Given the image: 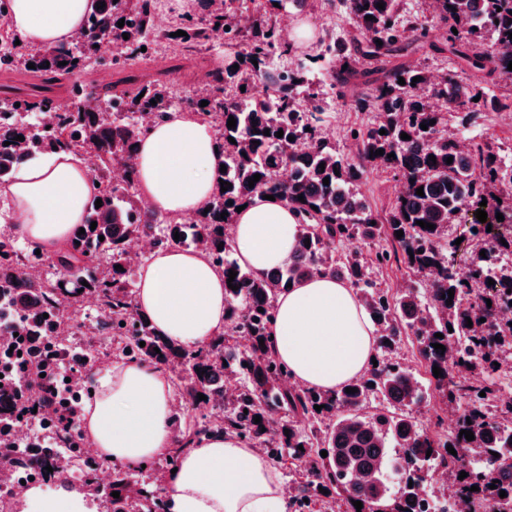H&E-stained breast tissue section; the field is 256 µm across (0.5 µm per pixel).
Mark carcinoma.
I'll use <instances>...</instances> for the list:
<instances>
[{"label": "carcinoma", "mask_w": 512, "mask_h": 512, "mask_svg": "<svg viewBox=\"0 0 512 512\" xmlns=\"http://www.w3.org/2000/svg\"><path fill=\"white\" fill-rule=\"evenodd\" d=\"M98 2L105 6L87 18L82 32L85 39L51 54L25 58L15 39L0 40L4 49L0 69H26L31 63L35 66L31 73L38 78L24 89L9 85L0 89V183L35 153L55 148L90 150L98 158V198L102 200L99 208L90 204L83 224L74 227L68 248L52 259L36 254L34 248L23 251L10 238L0 240V287L18 320L15 329L6 333L17 329L26 336L25 356L49 354L62 362L66 348L52 349L44 341L54 332L57 315L67 304L94 293L99 312L111 319L112 335L121 340V358L163 367L174 381L180 405L202 408L206 401L198 399V394L209 398L222 393L224 374L236 377L239 388L224 402L223 425L212 428L210 415L203 414L199 429L178 433L180 447L169 455V464H175L180 450L203 435L214 430L233 433L271 460L286 455L303 465L310 479L293 481L290 500L294 512H308L310 502L318 499L326 500L331 510L346 505L350 512H414L420 485L441 465L458 474L468 473L455 481L452 494L466 497L470 512H512V406L495 414L488 411L499 390L498 367L494 365L497 352L512 343V326H504L499 319L501 307L512 302L507 293L512 290V275L497 261V255L512 253V164H506L489 143L460 138L444 129L447 112L455 113L458 125L467 129L488 112L512 108V94L495 92L504 80L512 78L508 70L512 0H433L431 17L423 19L404 13L401 0H343L360 38L341 49L336 48V41L324 40L320 52L309 59L295 58L293 47L280 40L272 19L242 27L236 0H204L205 17L186 14L181 18L177 29L186 35L164 34L175 64L153 75L132 69L129 61L156 52V0ZM379 3L385 7L378 8ZM367 15L373 19L366 20ZM120 21L124 22L121 28ZM434 24L444 27V40H430ZM218 29L224 30L227 41H243L245 47L227 63L206 71L209 94L202 101L208 105L203 107L198 101L196 107L204 117L222 109L217 134L226 171L218 173V178L232 187L223 192L221 184H216L208 212L199 219L165 221L142 207L135 170L126 171L123 182L117 183L113 163L137 152L150 130L135 114L148 116L154 125L170 117L177 102L168 76L180 68L179 61L207 46L211 32ZM103 46L112 57V94L87 96L76 85L71 109L56 124L46 128L25 120L29 114L55 111V84L85 69L86 61ZM412 48L450 54L463 79L439 81L418 67L390 65L391 59ZM62 61L66 65H60ZM235 64L239 65L236 70ZM359 65L364 75L376 79L368 92L356 98V108L373 113V117L369 123L349 129L356 153L347 158L322 139L324 112L310 86L324 69L332 83L343 88L358 73ZM401 77L403 85L398 84ZM415 77L419 81L414 83ZM259 78L272 80L262 96L255 92ZM153 100L157 104H151ZM231 116L236 119L234 128L227 127ZM431 120L435 124H429ZM423 124L428 129H421ZM382 129L386 134H379ZM280 130L283 136L279 138ZM403 133L410 139H401ZM18 135L24 140L16 139ZM290 136L294 140H288ZM230 137L235 142H229ZM6 141L10 145H4ZM378 149L384 154L375 155ZM431 155L436 161L429 160ZM450 156L453 161L448 164ZM367 162L380 163L403 183L404 191L382 215L373 211L357 190ZM287 167L292 173L283 181L278 174ZM257 173L261 178L251 188L249 178ZM325 178L329 179L327 185L323 184ZM419 187L423 188L422 197L416 194ZM258 194L285 200L301 216L296 250L288 265L260 274L238 262L226 232L236 208ZM300 195L304 196L302 202ZM484 199L487 205L482 207ZM479 208L487 213L485 223L476 218ZM499 212L502 221L496 218ZM459 218L474 229L472 235L486 239L485 256L472 258L471 277L465 282L457 277L458 246L449 234ZM420 220L435 229L417 225ZM93 222L97 223L94 229ZM81 229L85 233H79ZM399 230L404 232L400 238L396 236ZM176 233L180 234L177 240ZM139 236L154 238L158 248L206 253L226 280L229 271L237 272L232 282L236 289L224 287L225 316L232 329L247 330L251 347L237 351L230 345V336L222 335L205 347L188 350L156 334L147 315L135 307V272L124 249L128 239ZM357 239H385L392 248L381 245L367 258L356 247L342 248ZM101 253L106 254L108 265L88 275V264ZM393 260L425 276L433 268L435 276L428 279L426 288L414 283L392 294L373 281L370 269ZM35 262L47 265L55 281L36 284L12 274L14 266ZM118 265L123 270L116 269ZM316 275L351 283L370 319L385 330L377 343L378 366L334 394L285 386L292 375L275 356L270 336L278 294L288 290V285ZM490 279L495 284H488ZM451 288L452 298L448 294ZM449 298L450 305L446 303ZM411 332L417 336L426 372L433 374L435 366L441 369L435 384L459 414L458 424L450 432L430 433L404 411L421 399L422 384L418 375L393 360L392 354L400 338ZM437 333L443 337H435ZM141 341L145 346H139ZM434 343L444 345L445 350L432 347ZM450 355L455 359L454 376L448 374ZM348 388L357 392L348 393ZM31 404L21 384L0 387V468L8 470L26 462L58 481L63 478L59 449L75 447L68 429L54 424L51 442L36 450L20 451L4 443L22 407ZM316 405L323 409L315 410ZM257 415L261 417L258 423L254 422ZM462 430L472 431L474 440L459 437ZM390 443L398 448L396 461L402 463L401 484L392 495L382 481ZM449 446L457 455L447 451ZM429 449L432 453L428 456ZM323 451L327 456H321ZM48 465L53 471L45 470ZM93 471L91 465L83 472L82 486L92 500L106 502V512H128L134 500L145 512L164 508L156 491L160 479L141 481L135 490L132 474L115 469L106 492ZM492 484L496 488H490ZM473 486L478 490H471ZM321 487L328 493L320 492ZM502 490L504 498L500 497ZM114 491L120 496L113 497ZM355 501L362 502L363 508L356 509Z\"/></svg>", "instance_id": "carcinoma-1"}]
</instances>
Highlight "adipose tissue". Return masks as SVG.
I'll use <instances>...</instances> for the list:
<instances>
[{"label":"adipose tissue","mask_w":512,"mask_h":512,"mask_svg":"<svg viewBox=\"0 0 512 512\" xmlns=\"http://www.w3.org/2000/svg\"><path fill=\"white\" fill-rule=\"evenodd\" d=\"M96 0H8L7 22L35 47L71 42ZM215 128L176 112L143 137L137 184L158 213L197 216L209 202L219 170ZM99 193L84 157L71 152L29 157L0 184V201L15 214L13 232L52 256L63 249ZM300 231L282 199L254 197L232 226L239 262L255 272L287 264ZM135 302L159 336L187 349L207 345L226 328L224 278L205 253L153 251L138 271ZM376 328L350 284L328 276L302 281L276 299L271 339L294 380L326 392L367 370ZM81 426L105 461L129 469L168 455L175 446V396L168 374L147 362L112 363L88 374ZM160 493L168 512H287L281 475L257 449L233 434L201 436L184 452ZM23 512H89L83 492L47 494L34 486Z\"/></svg>","instance_id":"ef3b65f1"}]
</instances>
